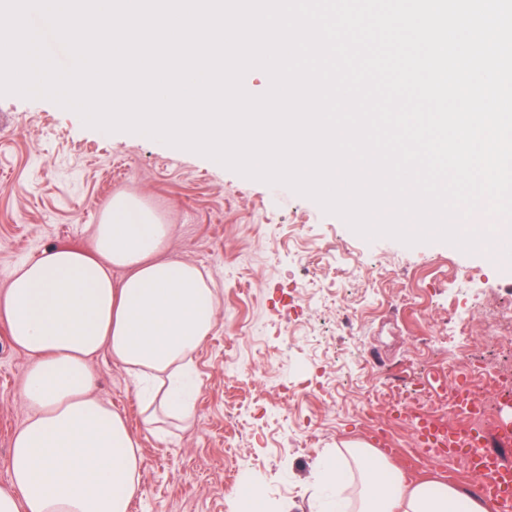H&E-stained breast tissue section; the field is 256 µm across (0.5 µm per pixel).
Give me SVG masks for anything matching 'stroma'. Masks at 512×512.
<instances>
[{
  "label": "stroma",
  "mask_w": 512,
  "mask_h": 512,
  "mask_svg": "<svg viewBox=\"0 0 512 512\" xmlns=\"http://www.w3.org/2000/svg\"><path fill=\"white\" fill-rule=\"evenodd\" d=\"M126 191L173 227L170 254L210 275L216 326L193 358L191 428L145 431L124 369L99 353L97 393L141 438L142 495L132 512H239L241 482L266 512H313L321 456L360 440L392 470L472 487L461 459L424 454L388 412L391 388L447 374L455 355L512 369V266L442 241L365 238L291 188L246 178L198 153L85 126L48 99L0 95V288L55 246L87 249L113 194ZM468 314L466 336L452 327ZM29 359L0 326V490L27 411ZM296 387L285 399L288 387Z\"/></svg>",
  "instance_id": "obj_1"
}]
</instances>
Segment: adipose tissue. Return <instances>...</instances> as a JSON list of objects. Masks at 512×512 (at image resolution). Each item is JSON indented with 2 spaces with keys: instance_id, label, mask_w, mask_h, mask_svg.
Instances as JSON below:
<instances>
[{
  "instance_id": "adipose-tissue-1",
  "label": "adipose tissue",
  "mask_w": 512,
  "mask_h": 512,
  "mask_svg": "<svg viewBox=\"0 0 512 512\" xmlns=\"http://www.w3.org/2000/svg\"><path fill=\"white\" fill-rule=\"evenodd\" d=\"M90 236L91 249H46L0 289V324L29 358V416L0 512H130L142 449L123 413L95 394L99 353L126 371L148 431L196 417L191 368L216 324L211 281L168 255L169 225L133 195L113 196ZM319 478L335 492L323 512H490L476 491L389 473L362 443L348 458H323Z\"/></svg>"
}]
</instances>
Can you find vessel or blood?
<instances>
[{
	"instance_id": "vessel-or-blood-1",
	"label": "vessel or blood",
	"mask_w": 512,
	"mask_h": 512,
	"mask_svg": "<svg viewBox=\"0 0 512 512\" xmlns=\"http://www.w3.org/2000/svg\"><path fill=\"white\" fill-rule=\"evenodd\" d=\"M453 406L457 414L476 415L481 405L465 383L453 389ZM419 447L435 457H462L468 470L477 479L479 493L491 503L494 512H512V464L499 453L500 448L512 446V422L490 435L480 429L450 430L437 425L424 415L412 418Z\"/></svg>"
}]
</instances>
